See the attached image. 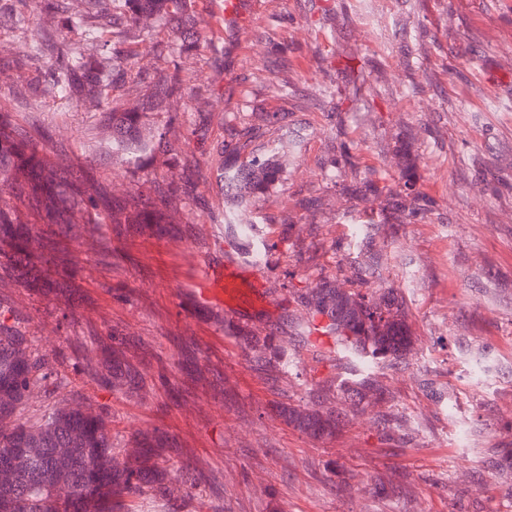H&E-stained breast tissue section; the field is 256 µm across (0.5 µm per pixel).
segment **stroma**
Here are the masks:
<instances>
[{
  "mask_svg": "<svg viewBox=\"0 0 512 512\" xmlns=\"http://www.w3.org/2000/svg\"><path fill=\"white\" fill-rule=\"evenodd\" d=\"M87 6L53 0L20 25L18 0H0V71L24 65L33 42L61 44L22 81L0 82V102L23 129L60 131L66 154L103 180L173 182L178 230L101 225L72 247L70 288L45 299L1 277L0 298L35 312L43 352L77 357L112 329L129 338L146 397L83 388L106 407L113 445L157 428L175 442L171 460L221 476L223 489L181 512H512V0H245L232 30L224 0H196L200 44L188 53L167 21L131 32L101 0L100 26L145 58L103 101L72 102L49 92L45 71L92 55L64 36ZM175 72L181 98L156 96ZM137 103L202 169L162 147L141 169L113 155L105 110ZM252 155L276 160L280 177L246 202L243 248L218 173ZM229 258L268 297L236 325L288 339L294 366L277 379L199 297L204 267ZM322 279L395 289L407 308L413 349L374 366L385 399L364 413L325 390L363 364L301 336L290 289ZM69 297L77 321L65 331ZM280 403L335 409L340 427L312 438L283 422Z\"/></svg>",
  "mask_w": 512,
  "mask_h": 512,
  "instance_id": "1",
  "label": "stroma"
}]
</instances>
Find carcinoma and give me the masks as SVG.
<instances>
[{
  "label": "carcinoma",
  "mask_w": 512,
  "mask_h": 512,
  "mask_svg": "<svg viewBox=\"0 0 512 512\" xmlns=\"http://www.w3.org/2000/svg\"><path fill=\"white\" fill-rule=\"evenodd\" d=\"M124 3L131 27L153 17H166L184 51L197 47L198 37L188 28L195 0H112ZM95 12L72 17L69 33L84 41L101 37ZM131 58L117 48L112 55L89 63L81 56L67 60L63 74L52 79V89L63 98L82 93L96 98L106 83L125 75ZM145 112L136 107L109 113L112 148L126 161L141 164L151 142H161L166 131L156 129L152 141L140 139ZM62 145L40 128L26 131L10 113L0 111V272L37 292L62 286L70 260L69 246L95 237L100 224H169L172 185L157 184L116 196L96 178L93 165L81 159L54 163ZM276 176L269 159L254 157L236 169L222 172L226 194L242 206V191L260 192ZM26 212L42 227L22 224ZM308 310L309 334L333 339L334 346L372 364L398 361L412 346L402 297L389 290L380 296L360 289L338 288L321 281L298 295ZM33 317L0 300V512H130L126 501L148 496L158 502L185 503L215 477L190 469H169L159 459L170 448L161 432L137 431L132 447L112 445L106 408L94 406L77 389V378L87 377L101 388L129 399H142L147 383L125 354L129 340L114 330L97 342L70 376L62 351L41 352L34 347ZM247 356L265 371L284 373L291 360L288 341L275 336L241 333ZM68 388L70 403L52 402ZM354 406L365 405L381 393L371 376L339 385ZM43 398L36 421L24 411L33 395ZM279 416L293 428L317 438L336 433L333 413L283 403Z\"/></svg>",
  "instance_id": "carcinoma-1"
}]
</instances>
